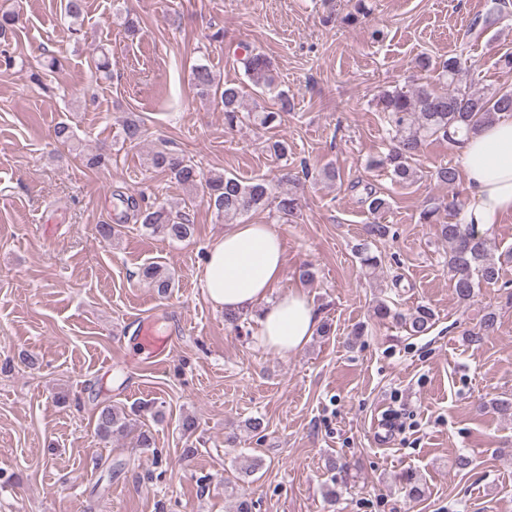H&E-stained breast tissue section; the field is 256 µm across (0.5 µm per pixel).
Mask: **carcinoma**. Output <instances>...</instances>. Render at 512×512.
Returning a JSON list of instances; mask_svg holds the SVG:
<instances>
[{
    "label": "carcinoma",
    "mask_w": 512,
    "mask_h": 512,
    "mask_svg": "<svg viewBox=\"0 0 512 512\" xmlns=\"http://www.w3.org/2000/svg\"><path fill=\"white\" fill-rule=\"evenodd\" d=\"M85 0H65L64 16L70 19L71 34L82 31ZM245 75L251 86L269 91L275 83L271 63L261 53H249L243 62ZM461 58L448 57L439 65L441 78L448 81L452 89L438 92L426 85L407 90H386L378 97L377 106L384 112L391 147L387 154L376 161L390 172L393 181L401 186L410 185L418 178L417 160L423 146L430 140H441L451 146L462 147L470 133L480 123L495 120L501 114H512V90L498 89L479 93L460 85ZM191 81L197 94L217 100L224 112V124L234 127L247 119L261 128L274 129L291 103L284 92L277 94V108L247 109L244 86L235 83H220L210 67L197 64L192 67ZM144 135V125L137 115L130 112L123 117L119 136L125 142L135 143ZM154 169L167 174L182 185L191 195L206 198L216 217H236L263 207L268 199L269 182L263 177L244 182L235 176L204 174L191 159L159 149L151 156ZM299 202L296 195L285 192L277 203L278 218L287 220L297 214ZM146 230L171 240H184L191 235L189 214L175 210L167 204L151 206L141 212ZM390 233L389 226L373 222L364 227L365 242L356 247L361 265L374 270L379 259L368 245L370 240H381ZM440 236L448 243V268L452 272L453 288L461 302L470 300L480 283L495 284L499 279L498 259L491 253L486 239L473 227L459 223L440 225ZM142 277L160 294L172 288V276L159 263H150L142 269ZM377 317L385 320L394 316L404 321L405 327L414 335L426 333L434 324V311L427 306H418L410 313H392L384 303L376 309ZM129 426L128 414L110 403L97 406L95 431L102 439L124 432Z\"/></svg>",
    "instance_id": "obj_1"
}]
</instances>
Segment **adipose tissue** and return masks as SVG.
Masks as SVG:
<instances>
[{
    "instance_id": "obj_1",
    "label": "adipose tissue",
    "mask_w": 512,
    "mask_h": 512,
    "mask_svg": "<svg viewBox=\"0 0 512 512\" xmlns=\"http://www.w3.org/2000/svg\"><path fill=\"white\" fill-rule=\"evenodd\" d=\"M459 163L471 201L458 220L488 233L512 212V115L471 133ZM283 275V245L273 225L237 224L209 248L200 283L214 306L256 313L259 346L288 356L313 336L319 314L304 291L279 292Z\"/></svg>"
}]
</instances>
